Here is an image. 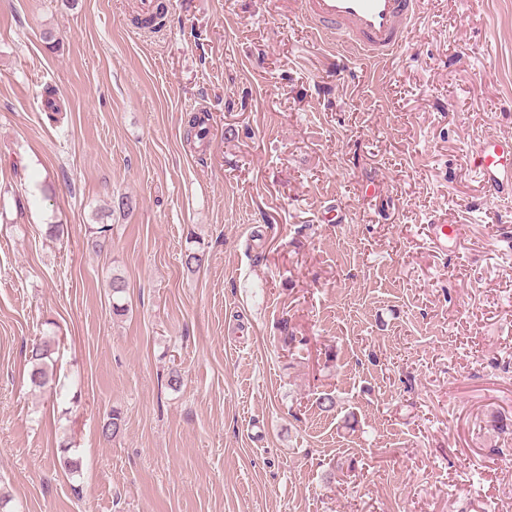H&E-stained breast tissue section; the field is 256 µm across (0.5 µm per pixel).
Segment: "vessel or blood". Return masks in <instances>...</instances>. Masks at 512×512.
<instances>
[{"label": "vessel or blood", "mask_w": 512, "mask_h": 512, "mask_svg": "<svg viewBox=\"0 0 512 512\" xmlns=\"http://www.w3.org/2000/svg\"><path fill=\"white\" fill-rule=\"evenodd\" d=\"M422 0H304V18L316 35L336 41L353 55L387 63L403 48L420 15ZM485 197L512 196V140L489 137L471 148ZM461 227L434 224L430 240L438 252L456 243Z\"/></svg>", "instance_id": "vessel-or-blood-1"}]
</instances>
